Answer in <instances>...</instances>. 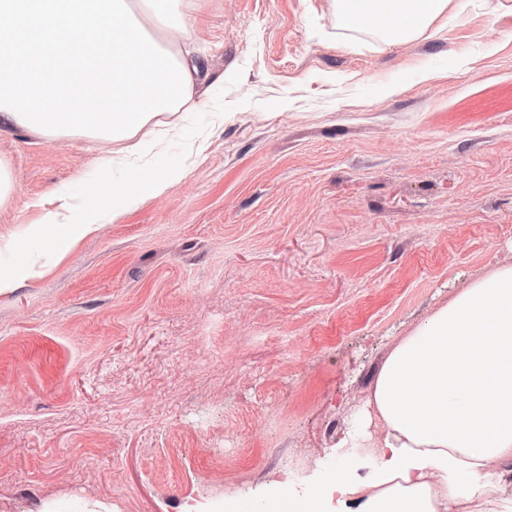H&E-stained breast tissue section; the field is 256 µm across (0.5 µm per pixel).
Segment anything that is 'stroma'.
Listing matches in <instances>:
<instances>
[{
    "label": "stroma",
    "instance_id": "1",
    "mask_svg": "<svg viewBox=\"0 0 512 512\" xmlns=\"http://www.w3.org/2000/svg\"><path fill=\"white\" fill-rule=\"evenodd\" d=\"M185 173L0 295V512H225L346 456L394 337L512 264V0L387 44L333 0H199ZM112 150L111 171L98 152ZM0 259L119 144L0 134Z\"/></svg>",
    "mask_w": 512,
    "mask_h": 512
}]
</instances>
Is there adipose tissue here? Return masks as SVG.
I'll return each instance as SVG.
<instances>
[{
  "label": "adipose tissue",
  "instance_id": "ef3b65f1",
  "mask_svg": "<svg viewBox=\"0 0 512 512\" xmlns=\"http://www.w3.org/2000/svg\"><path fill=\"white\" fill-rule=\"evenodd\" d=\"M197 0H0V131L127 142L166 112L203 109L202 63L181 52ZM450 0H336L346 28L408 40L445 14ZM182 170L139 168L109 204L62 199L29 225L27 243L0 264V295L35 274L34 254L67 253L108 212L160 194ZM374 469L336 468L312 500L255 502L257 512H324L328 491L359 512H512V265L472 282L385 357L367 400Z\"/></svg>",
  "mask_w": 512,
  "mask_h": 512
}]
</instances>
